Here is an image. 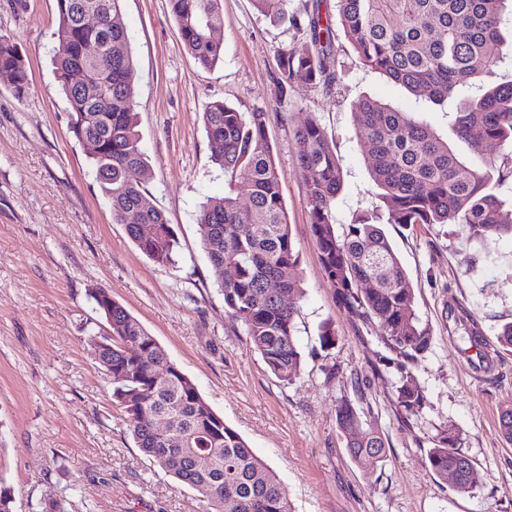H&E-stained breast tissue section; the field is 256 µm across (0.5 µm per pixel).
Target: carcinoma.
<instances>
[{"mask_svg": "<svg viewBox=\"0 0 512 512\" xmlns=\"http://www.w3.org/2000/svg\"><path fill=\"white\" fill-rule=\"evenodd\" d=\"M262 15L308 35L280 52L277 92L307 84L332 94L340 85L341 26L363 65L378 70L416 98L435 104L458 100L455 139L473 152L460 153L412 112L365 97L355 105L356 126L381 190L389 224H463L470 240L485 247L512 237V209L493 189L512 179V80L498 71L512 59V0H336V14L312 0L304 13L289 12L290 0H252ZM187 53L203 68L223 58L215 33L224 27L221 0H167ZM123 0H57L54 72L68 104L70 131L80 143L93 142V172L110 201L112 219L126 224L136 247L160 265H175L178 239L162 211L147 200L149 169L140 149L136 111L137 69L122 16ZM76 71L87 82H73ZM465 75L478 89L468 94ZM0 85L18 99L31 83L16 43L0 34ZM203 121L212 161L224 174L228 192L200 206L197 224L202 250L217 277L227 311L239 320L254 349L282 382L300 373L297 301L303 296L300 256L282 200L269 113L244 112L222 101L209 103ZM297 164L310 207V227L326 278L351 318L379 323L382 342L400 379L397 404L409 416L427 403L407 364L430 348L431 337L416 313L415 293L381 223L360 214L336 233L335 202L342 170L333 139L315 118L296 127ZM493 144L494 155L482 153ZM248 203L242 217L239 202ZM157 232L143 236L141 225ZM234 274L226 275L228 268ZM94 359L112 383V397L138 448L207 503L208 512H291L276 473L245 439L206 403L197 386L171 362L164 349L119 303L112 302V335L91 341ZM166 430L155 428L159 415ZM337 422L353 461L366 468L382 460L385 437L361 420L352 404L338 405ZM452 426L432 437L426 461L458 488L474 484V465L458 447ZM208 460L207 469L197 461Z\"/></svg>", "mask_w": 512, "mask_h": 512, "instance_id": "obj_1", "label": "carcinoma"}]
</instances>
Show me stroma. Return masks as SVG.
I'll return each instance as SVG.
<instances>
[{
  "mask_svg": "<svg viewBox=\"0 0 512 512\" xmlns=\"http://www.w3.org/2000/svg\"><path fill=\"white\" fill-rule=\"evenodd\" d=\"M222 8L224 58L202 68L183 47L167 0L123 3L149 163L145 195L180 242L178 263L162 266L113 223L89 150L70 132L51 63L56 0H0V33L17 44L32 84L23 100L0 86V485L11 489L15 512H42L49 499L63 500L66 512H204L195 492L137 447L112 400L90 353L91 337L105 328L91 297L96 288L137 319L276 472L292 512H512V441L498 426L500 409L512 405V351L496 342L512 321V240L480 249L461 224L385 225L431 336L411 367L428 404L405 416L396 403L400 374L380 360L382 329L353 321L324 275L294 149V131L309 117L333 138L343 170L335 209L341 229L356 214L383 210L355 135L354 103L381 99L442 134L454 103L415 99L346 44L333 95L298 85L277 97V54L300 43L301 33L271 23L251 0H222ZM214 100L270 115L305 290L296 318L303 363L288 384L226 312L200 245L199 207L225 192L203 122ZM463 309L488 342L486 369L458 349ZM326 326L337 338L329 349L319 340ZM343 399L388 441L386 458L371 471L348 455L336 421ZM448 425L474 462L476 482L465 491L426 465L432 437Z\"/></svg>",
  "mask_w": 512,
  "mask_h": 512,
  "instance_id": "obj_1",
  "label": "stroma"
}]
</instances>
